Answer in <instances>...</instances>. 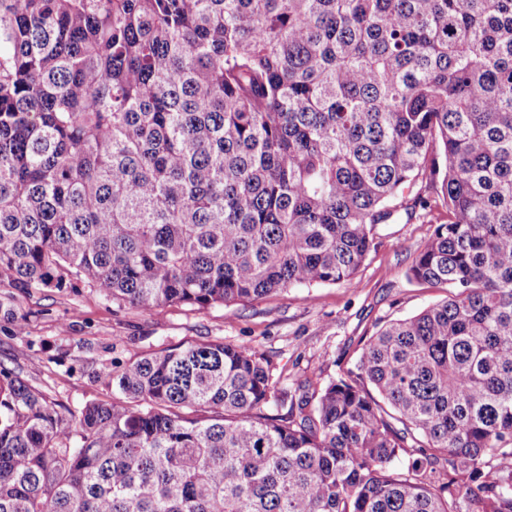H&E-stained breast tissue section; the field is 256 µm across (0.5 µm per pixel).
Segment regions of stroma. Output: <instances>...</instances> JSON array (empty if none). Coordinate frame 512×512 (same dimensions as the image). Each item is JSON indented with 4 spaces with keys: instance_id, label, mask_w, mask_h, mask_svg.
<instances>
[{
    "instance_id": "stroma-1",
    "label": "stroma",
    "mask_w": 512,
    "mask_h": 512,
    "mask_svg": "<svg viewBox=\"0 0 512 512\" xmlns=\"http://www.w3.org/2000/svg\"><path fill=\"white\" fill-rule=\"evenodd\" d=\"M434 205L412 221L378 228V247L357 276L338 285L294 287L254 305L197 310L120 306L86 284L21 289L0 285V368L21 373L50 401L78 410L111 399L100 371L141 355L206 341L246 344L291 375L337 377L376 324L416 314L446 295L408 280L415 253L444 223Z\"/></svg>"
}]
</instances>
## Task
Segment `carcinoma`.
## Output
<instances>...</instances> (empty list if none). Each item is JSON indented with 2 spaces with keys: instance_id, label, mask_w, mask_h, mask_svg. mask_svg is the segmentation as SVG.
<instances>
[{
  "instance_id": "obj_1",
  "label": "carcinoma",
  "mask_w": 512,
  "mask_h": 512,
  "mask_svg": "<svg viewBox=\"0 0 512 512\" xmlns=\"http://www.w3.org/2000/svg\"><path fill=\"white\" fill-rule=\"evenodd\" d=\"M425 190L447 296L335 379L189 344L61 412L1 369L0 512H512V0H0V283L251 304Z\"/></svg>"
}]
</instances>
